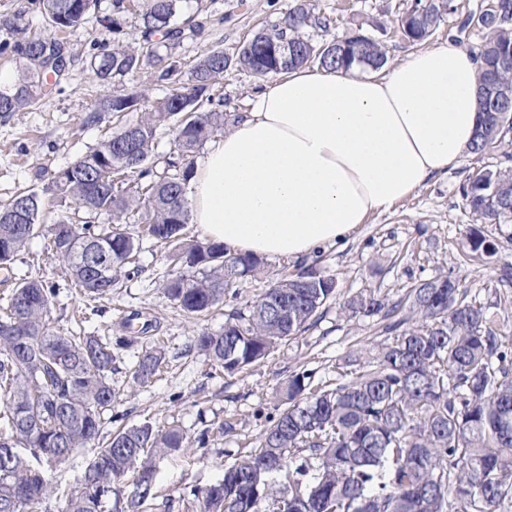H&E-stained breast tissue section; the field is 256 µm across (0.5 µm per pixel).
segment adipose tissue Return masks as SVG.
Returning a JSON list of instances; mask_svg holds the SVG:
<instances>
[{
  "instance_id": "1",
  "label": "adipose tissue",
  "mask_w": 512,
  "mask_h": 512,
  "mask_svg": "<svg viewBox=\"0 0 512 512\" xmlns=\"http://www.w3.org/2000/svg\"><path fill=\"white\" fill-rule=\"evenodd\" d=\"M480 60L444 43L383 76L300 66L264 83L198 160L190 220L269 258L307 256L410 197L468 151Z\"/></svg>"
}]
</instances>
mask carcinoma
Segmentation results:
<instances>
[{
    "label": "carcinoma",
    "instance_id": "obj_1",
    "mask_svg": "<svg viewBox=\"0 0 512 512\" xmlns=\"http://www.w3.org/2000/svg\"><path fill=\"white\" fill-rule=\"evenodd\" d=\"M98 2L28 0L45 23L31 35L26 9L0 20V30L15 36L0 41V54L23 61L24 73L12 89L0 91L1 116L56 89L74 63L71 53L68 65L52 63L58 51L69 50L61 33L85 23ZM180 2L145 0L143 44L102 48L90 60L104 85L150 67L172 85V93L145 107L134 89L100 97L84 122L97 124L111 113L141 115L113 129L45 188L75 205L74 212L50 224L51 250L68 266L73 284L95 300L112 294V279L96 266L120 268L139 248L140 236L119 225L137 219L147 225V235L170 242L189 223L192 154L224 128L223 97L212 94L224 72L237 69L261 78L307 64L347 71L354 65L378 70L387 62L380 42L365 36L313 42L306 31L325 29L329 20L317 15L309 0H298L235 54L213 51L202 57L185 80L171 52L182 35L173 25ZM454 10L452 0H414L399 19L402 36L420 44ZM472 25L483 33V42L481 119L470 153L480 159L499 151L501 161L469 177L462 195L473 215L498 222L512 218V153L504 150L512 143V105L506 108L493 97L496 86L512 84V0L470 13L460 30ZM168 121L179 161H167L168 171L157 175L148 162L156 130ZM107 170L132 177L133 189H116L114 179L103 177ZM42 210V195L34 190L0 202V268L10 267L43 230ZM101 213L112 223H91ZM468 245L486 257L497 250L475 227ZM172 262L201 271L199 277L177 274L165 285L184 311L197 315L224 302L238 279L264 271L261 258L208 239L179 245ZM335 290L336 281L316 263L285 268L258 298L228 314L223 330L197 336L196 347L224 370H240L305 330ZM55 294L39 281H24L0 308V512H31L54 493L45 473L20 449L37 460L68 458L99 438L103 413L115 398L112 349L128 339L60 332L50 318ZM280 306L288 308L284 324L272 314ZM346 307L386 317L406 307L416 325H387L385 330L395 333L392 342L381 345L347 381L319 386L306 369L289 376L280 389L285 408L270 419L260 447L224 468L223 478L201 492L203 512H258L264 499L273 500L277 512H502L512 502V350L503 347L484 306L450 273L419 283L392 304L370 294L352 297ZM164 358L160 350L145 351L134 376L151 378ZM187 443L176 425L116 430L88 465L81 489L67 497L65 512H112L107 505L114 485L132 471L146 477L128 504L139 508L155 477L150 458L178 452ZM296 458L300 463L292 469ZM282 473L286 481H275Z\"/></svg>",
    "mask_w": 512,
    "mask_h": 512
}]
</instances>
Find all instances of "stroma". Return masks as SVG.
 I'll return each instance as SVG.
<instances>
[{"instance_id":"35a3bbf8","label":"stroma","mask_w":512,"mask_h":512,"mask_svg":"<svg viewBox=\"0 0 512 512\" xmlns=\"http://www.w3.org/2000/svg\"><path fill=\"white\" fill-rule=\"evenodd\" d=\"M458 10L447 15L430 37V45L451 42L478 51V29H462L466 16L481 0H455ZM295 0H183L181 18H194L200 31H184L174 53L184 69L203 55L221 50L234 53L259 28L277 23ZM316 10L330 21L328 30L313 29V40L339 39L357 32L379 40L394 59L413 52L402 39L398 20L411 0H315ZM141 20L137 12L120 14L117 26L89 21L68 33L75 62L61 80L59 91L40 97L31 107L0 118V200L32 188L42 192L48 215L66 202L46 193L52 175L72 164L103 139L111 119L87 126L84 115L99 95L84 59L102 44L138 42ZM260 78L231 70L221 92L225 112L240 115L249 109ZM499 153L483 158L468 154L449 166L447 175L430 179L389 211L370 216L343 241L323 247L313 256L326 275L336 281V292L310 325L269 355L229 373L200 352L195 340L201 332L222 330L227 315L253 301L275 279L287 261L269 258L260 278L238 280L234 293L212 312L194 316L183 312L165 290L172 268L169 244L143 238L135 266L114 272L111 296L90 308L78 289L69 287L66 266L52 257L46 233L28 241L14 258L10 271L0 270V303H6L16 283L24 279L57 285L51 302L57 326L70 332L120 336L128 315L142 313L149 329L137 341L115 352L112 387L117 398L112 411L119 426L144 423L160 427L177 423L189 437L207 433L206 447L193 446L156 460L154 484L142 512H200L198 496L221 479L224 469L256 448L270 416L280 404L279 390L293 372L308 369L318 379L335 381L346 369H359L381 344L391 342L381 317L345 309L350 297L374 294L395 301L423 280L455 273L470 296L485 306L504 345L512 344V288L497 284L499 269L512 264V220L491 224L475 218L465 206L463 184L478 165L493 167ZM479 228L497 243L498 253L486 258L467 244L471 228ZM162 347L166 361L147 383L133 380L139 356L150 347ZM100 451L99 445L78 449L68 459L44 464L58 489L57 495L34 512H62L63 496L78 488L85 470Z\"/></svg>"}]
</instances>
